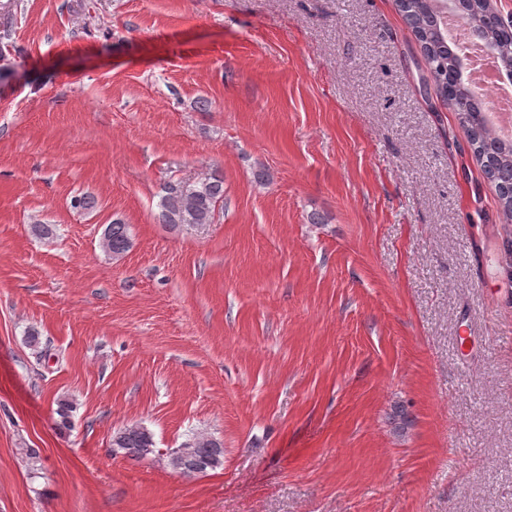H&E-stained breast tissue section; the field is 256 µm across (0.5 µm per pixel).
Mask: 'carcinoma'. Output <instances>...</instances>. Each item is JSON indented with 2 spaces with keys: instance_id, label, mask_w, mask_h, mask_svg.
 I'll return each mask as SVG.
<instances>
[{
  "instance_id": "cac0c4a2",
  "label": "carcinoma",
  "mask_w": 512,
  "mask_h": 512,
  "mask_svg": "<svg viewBox=\"0 0 512 512\" xmlns=\"http://www.w3.org/2000/svg\"><path fill=\"white\" fill-rule=\"evenodd\" d=\"M396 7L407 27L421 45L425 63L441 97L454 102L459 121L468 137L473 153L483 171L498 175L508 184L512 175V140L504 141L488 125L479 121L482 112L474 102L481 93L461 85L455 68L457 56L448 43V36L434 17L427 0H396ZM463 22L484 28L498 50L502 65L512 68V19H505L492 0H473ZM15 63L9 46L0 45V82L7 79ZM224 202V176L218 172L202 174L193 181H171L164 187L158 221L176 230L200 229L212 223L217 205ZM101 246L114 257L124 255L132 247L129 225L115 219L103 233ZM170 456V466L180 473L196 472L198 463L214 469L222 464L223 443L206 433H196ZM112 447L131 460H141L154 452L153 434L146 427L131 424L118 429Z\"/></svg>"
}]
</instances>
